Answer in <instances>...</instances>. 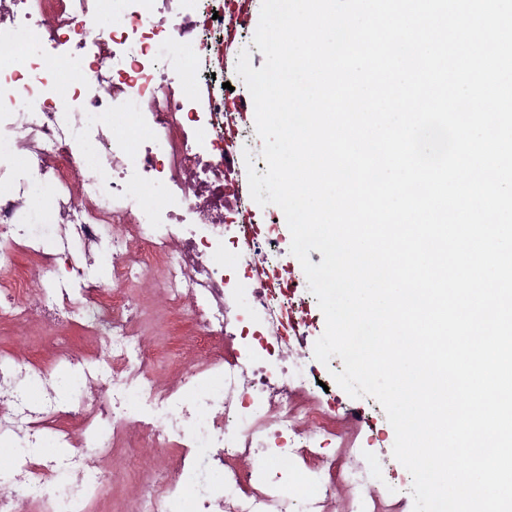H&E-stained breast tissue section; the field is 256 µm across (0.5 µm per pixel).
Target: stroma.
<instances>
[{"label":"stroma","mask_w":512,"mask_h":512,"mask_svg":"<svg viewBox=\"0 0 512 512\" xmlns=\"http://www.w3.org/2000/svg\"><path fill=\"white\" fill-rule=\"evenodd\" d=\"M262 0H248V19L244 25L246 34L235 37L231 48L227 50V58L224 68V79L234 88V95L228 99L229 104H237L250 100L251 94L242 78L236 72L237 59L242 50H249L250 61L253 68H261L264 56L257 46H254L252 37L257 28ZM252 212L255 221L262 231L271 233L280 240V250L275 257L277 264L286 265L290 279L297 284V294L306 302L305 317L307 319V338L303 346H292V353H298L306 357H313L314 344L323 334L325 318L318 305L315 296L310 293L307 278L301 264L293 262L290 252L291 239L284 236L282 223L285 216L282 210L273 204L265 206L252 204ZM145 300L152 311L153 324L149 340L160 351L161 377H168L169 367L174 363H187L194 356V352L188 348H178L175 333L169 324V316L162 298L153 292H146ZM42 325L40 321H32L27 326H14L8 323H0V352L12 353L22 359H42L52 353L49 345L41 344L39 333ZM321 380L327 385L328 390L322 393L325 401L335 402L337 409H363L366 415L371 416L380 432L381 440L374 446L367 448V456L375 463L378 474L381 477L379 486L382 495L411 494L410 485L401 484L399 474L401 464L387 452V445L393 442L395 432L389 423L386 413L381 405L372 397H350L333 379L331 372H323ZM113 480L107 485L101 498L104 505L114 507L115 512H127L129 506L136 503V490L138 486V467L130 463L120 455L112 457Z\"/></svg>","instance_id":"1"}]
</instances>
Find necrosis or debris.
<instances>
[{
  "label": "necrosis or debris",
  "instance_id": "1",
  "mask_svg": "<svg viewBox=\"0 0 512 512\" xmlns=\"http://www.w3.org/2000/svg\"><path fill=\"white\" fill-rule=\"evenodd\" d=\"M234 24L222 0H0V49L14 55L0 65V320L105 340L50 363L0 355V446L17 451L0 512H96L112 473L94 460L118 443L181 455L175 470L141 465L147 512H329L340 486L347 512H407L337 435L361 421L324 411L315 365L236 347L250 318L304 333L271 267L278 241L224 195L243 140L216 81ZM66 68L82 73L68 88ZM232 256L249 269L236 292ZM142 278L199 352L168 381L145 339L152 313L129 293Z\"/></svg>",
  "mask_w": 512,
  "mask_h": 512
}]
</instances>
